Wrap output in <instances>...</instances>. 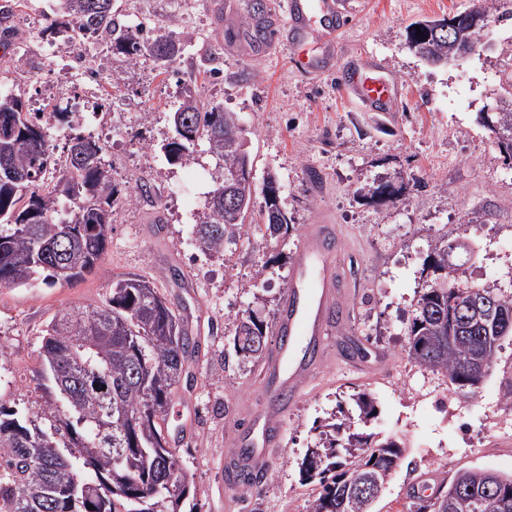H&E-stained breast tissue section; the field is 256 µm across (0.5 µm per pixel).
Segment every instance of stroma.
I'll list each match as a JSON object with an SVG mask.
<instances>
[{"mask_svg": "<svg viewBox=\"0 0 512 512\" xmlns=\"http://www.w3.org/2000/svg\"><path fill=\"white\" fill-rule=\"evenodd\" d=\"M233 2L234 13L220 25L211 0H114L117 14L131 15L153 34L187 40L165 74L152 56L129 63L102 38L72 49L43 35L63 0H27L8 19L0 33L6 60L0 93H21L33 112L58 105L78 113L69 127L48 120L60 148L88 125L106 127V167L123 198L112 209L100 274L73 285L0 287V405L32 418L41 414L38 354L57 312L101 305L113 277L153 279L199 345L191 381L171 396L172 406H184V417L168 422L194 491L182 512H250L237 492L224 490L230 431L241 410L262 398L259 368L232 357V325L251 312L273 324L293 251L322 213L340 225L354 261L345 335L368 356L361 368L331 357L308 380L255 503L262 512H306L310 487L300 474L306 450L319 426L364 390L377 406L369 431L403 445L373 512H412L411 487L461 471L511 477L512 437L497 422L512 419V399L504 396L512 383V337L501 340L492 368L466 398L443 375L406 378L404 364L409 320L434 277L431 262L444 231L455 229L472 246L454 259L462 283L512 292V160L480 121L512 89L505 75L512 20L480 34L492 49L438 67L409 49L407 28L451 17L471 0H365L342 52L363 64L375 57L384 62L400 92L387 119L362 111L333 83L296 73L288 48L271 55L256 40L229 48L228 38H241L249 27L250 0ZM212 52L220 55L213 77L202 67ZM105 76L117 77V85L93 94ZM186 90L238 114L253 161V208L262 209L263 181L275 173L280 206L293 222L284 240L269 244L255 234L222 256L199 250L195 226L215 161L202 145L173 164L161 149L172 135L169 114Z\"/></svg>", "mask_w": 512, "mask_h": 512, "instance_id": "1", "label": "stroma"}]
</instances>
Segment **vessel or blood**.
<instances>
[{"label":"vessel or blood","instance_id":"obj_1","mask_svg":"<svg viewBox=\"0 0 512 512\" xmlns=\"http://www.w3.org/2000/svg\"><path fill=\"white\" fill-rule=\"evenodd\" d=\"M283 17L262 25L267 49L287 43L290 64L310 77L335 75L341 91L356 95L368 111L390 112L398 98L397 86L385 75L383 61L371 59L366 68L337 61L338 48L348 31L353 12L344 0H285ZM322 44L311 56L309 40ZM343 236L338 225L317 219L291 259L290 280L276 313L274 347L265 359L262 403L243 414L224 460L226 489L241 477L265 470L271 452L281 446L284 418L302 395L304 383L328 355L332 337L343 334L349 315L345 295L350 285L342 254Z\"/></svg>","mask_w":512,"mask_h":512}]
</instances>
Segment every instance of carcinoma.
<instances>
[{
    "label": "carcinoma",
    "mask_w": 512,
    "mask_h": 512,
    "mask_svg": "<svg viewBox=\"0 0 512 512\" xmlns=\"http://www.w3.org/2000/svg\"><path fill=\"white\" fill-rule=\"evenodd\" d=\"M497 21L512 19L499 0H473L453 16L470 14ZM81 38L107 34L112 49L133 62L146 50L165 63L184 44L159 36L147 42L122 25L112 0H65L63 16L43 33L67 31ZM409 46L421 45L434 60H448L457 47L441 32L426 41L408 26ZM504 140L501 153L512 160V98L492 114ZM238 114L185 94L171 115L175 135L162 145L168 161L189 156L201 142L215 157L206 211L195 225L199 249L222 255L246 232L251 206L235 217L224 208V177L252 169L243 143L224 134L235 129ZM55 146L39 114L18 95H0V286L32 281L52 287L75 284L101 268L110 239L112 208L120 190L112 182L98 140L69 139L66 156ZM274 202L265 199L262 224L254 230L280 240L292 229L282 214L271 223ZM441 278L418 299L407 329V354L417 366L448 376L455 390L473 388L474 369L492 368L498 342L512 335V319L471 318L469 286L448 265V248L433 258ZM105 305L91 311L65 309L46 326L38 354L50 399L35 422L0 405V502L5 512H180L191 487L177 449L165 439L171 394L198 344L154 282L121 276L107 283ZM497 308L512 316V295L483 287ZM233 350L256 363L268 352L263 324L249 315L234 322ZM355 411L321 434L301 463L303 478L318 486L307 512H371L375 497L358 490L371 481L381 489L401 459L400 443L381 441L357 424L375 411L366 393L354 398ZM433 497L415 496L417 512H512V477L488 471H464L442 477Z\"/></svg>",
    "instance_id": "1"
}]
</instances>
